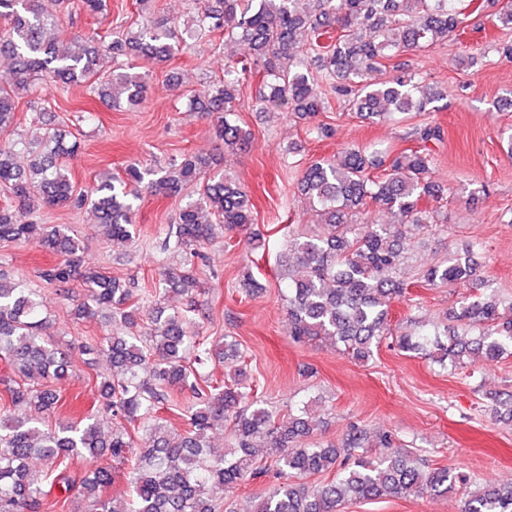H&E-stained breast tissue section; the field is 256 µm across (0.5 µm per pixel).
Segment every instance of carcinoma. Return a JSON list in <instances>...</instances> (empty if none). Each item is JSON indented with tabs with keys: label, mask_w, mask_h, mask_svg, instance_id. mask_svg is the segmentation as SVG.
I'll return each mask as SVG.
<instances>
[{
	"label": "carcinoma",
	"mask_w": 512,
	"mask_h": 512,
	"mask_svg": "<svg viewBox=\"0 0 512 512\" xmlns=\"http://www.w3.org/2000/svg\"><path fill=\"white\" fill-rule=\"evenodd\" d=\"M472 0H201L194 27L178 33L173 20L155 18L131 25L108 44L102 36L87 38L79 52H66L55 42V22L44 15L40 0H0V68L11 76L0 87V130L9 128L20 95L39 79L65 85L89 84L90 92L109 108L120 100L143 102L149 72H117L97 83L102 49L114 57L130 56L162 65L215 31L247 46L248 54L224 67V78L190 96V109L218 115L217 137L224 146L242 148L251 134L236 119L237 101L246 76L259 77L254 105L263 111L283 108L312 125L309 133L324 137L329 128L313 124L324 109L314 88L313 71L321 72L330 89L347 98L349 109L364 120L383 122L395 114L427 112L443 93L425 84L396 61L400 53L422 49L457 35ZM396 72L380 81L386 68ZM437 124L413 129L414 146L390 160L383 152L353 146L338 160H317L301 171L299 191L326 227L323 232L295 233L288 251L279 256L277 278L286 283L291 338L296 343L328 339L357 362L374 356L390 338L399 351L425 355L450 368L476 355L493 362L512 351V302L479 296L451 314L453 326L421 325L410 319L400 331L391 328V303L407 285L397 277L402 263L399 238L411 226L435 224L427 201L443 200L445 188L431 176L432 145L443 140ZM80 145L60 129H51L35 145H0V185L11 190L15 209L0 211V240H39L63 258L38 270L46 284L63 287L75 281L87 301L74 311L91 318L100 309L128 325L125 335L82 341L85 354H103L110 375L99 382L101 409L113 420L102 433L99 419L57 421L61 398L44 383L68 370L66 352L42 336L47 323L35 289L0 275V356L14 377L3 380L0 400V512H57V505L81 500L88 512H220L224 492L267 472L262 448L275 450L274 465L282 481L273 485L255 512H340L354 501L383 497L446 495L467 477L431 467L418 452L397 444L393 433L376 434L351 426L339 444L293 443L314 434L308 407L277 416L252 399L245 360L221 378L209 369L214 359L237 354L230 340L214 346L189 335L193 308L166 312L161 299L148 307L133 299L132 289L106 272L89 267L80 240L66 226L47 227L30 215L37 209L90 206L99 225L113 240L133 238L131 215L145 185L153 196L173 197L187 187L199 197L179 212L174 232L162 248H188L194 255L218 228L244 234L255 251L265 247L254 229L247 195L231 177L214 170V157L186 154L153 178L132 163L122 177H108L91 194H82L68 175L65 161ZM376 204L390 215L384 223L357 222V214ZM173 292L200 290L195 270L184 267L162 273ZM477 277L472 256L457 257L424 269L420 281L451 286ZM150 327L140 330L141 316ZM189 393L184 431L176 429L174 393ZM493 414L512 421V395L490 397ZM228 431L229 448L216 453L214 430ZM378 446L384 452L369 455ZM44 460L41 477L31 474L28 460ZM107 456L129 469V498L105 499L111 483ZM331 473L326 483L304 479ZM461 512H512V484L477 486L467 491Z\"/></svg>",
	"instance_id": "1"
}]
</instances>
